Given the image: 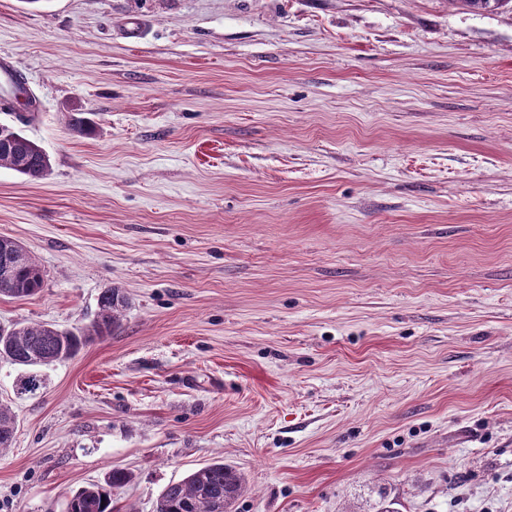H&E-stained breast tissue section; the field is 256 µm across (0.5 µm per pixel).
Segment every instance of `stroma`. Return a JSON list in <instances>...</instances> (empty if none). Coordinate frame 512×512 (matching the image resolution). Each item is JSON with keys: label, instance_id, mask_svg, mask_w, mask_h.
Returning <instances> with one entry per match:
<instances>
[{"label": "stroma", "instance_id": "stroma-1", "mask_svg": "<svg viewBox=\"0 0 512 512\" xmlns=\"http://www.w3.org/2000/svg\"><path fill=\"white\" fill-rule=\"evenodd\" d=\"M0 54L39 103L0 124L52 165L0 169L46 272L0 325L128 299L35 392L0 360V512L113 467L155 512L219 457L232 512H512V9L0 0Z\"/></svg>", "mask_w": 512, "mask_h": 512}]
</instances>
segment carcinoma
I'll return each instance as SVG.
<instances>
[{
    "label": "carcinoma",
    "mask_w": 512,
    "mask_h": 512,
    "mask_svg": "<svg viewBox=\"0 0 512 512\" xmlns=\"http://www.w3.org/2000/svg\"><path fill=\"white\" fill-rule=\"evenodd\" d=\"M462 9L501 8L512 0H450ZM69 126L89 136L93 121L75 113ZM0 168L30 179H41L51 171L44 149L22 129L0 124ZM45 271L15 240L0 237V297L25 298L38 294L45 284ZM128 301L116 288H108L98 298V314L93 323L77 331L60 329L47 323H16L0 326L1 359L21 367L49 366L75 357L96 337L110 336L119 327ZM15 415L0 405V451L11 447ZM133 479L131 472L112 468L103 481L78 489L67 503V512H114L115 492ZM245 488L244 478L224 464L220 457L171 483L161 493L156 512H230Z\"/></svg>",
    "instance_id": "cac0c4a2"
}]
</instances>
